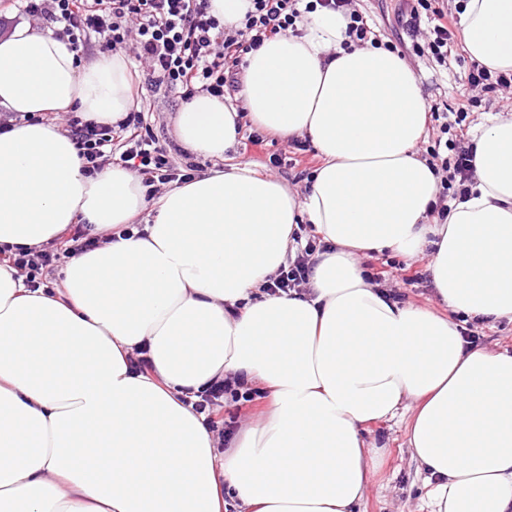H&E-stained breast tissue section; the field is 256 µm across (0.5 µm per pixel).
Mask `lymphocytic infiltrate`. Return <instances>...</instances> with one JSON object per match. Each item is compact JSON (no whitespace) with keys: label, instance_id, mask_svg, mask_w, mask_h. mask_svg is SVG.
Listing matches in <instances>:
<instances>
[{"label":"lymphocytic infiltrate","instance_id":"1","mask_svg":"<svg viewBox=\"0 0 512 512\" xmlns=\"http://www.w3.org/2000/svg\"><path fill=\"white\" fill-rule=\"evenodd\" d=\"M24 13L31 19L56 25V34L74 52H81L93 36L103 37L110 48L130 45L134 60L147 85L177 91L191 100L204 92L223 97L226 85L235 83L244 56L265 39L287 33L302 11L316 7L343 12L350 19L349 35L365 40L370 27L354 0H252L242 28L228 29L209 12L208 0H23ZM433 0H415L408 28L419 34L421 22H428L430 36L426 49L437 62L448 57V43L454 33L447 13L433 7ZM150 103H141L118 125H104L72 112L63 125L73 137L86 161L87 175L109 165H121L141 175L149 191L158 185L192 180V164L181 163L173 147L160 143L145 118ZM448 155L430 149L429 155L441 174L440 200L434 211L447 219V196L467 194L473 177L469 149L449 144ZM315 242H307L294 258L279 268L267 286L268 293L300 291L310 276ZM59 258L57 250H18L9 256L11 266L24 276L30 288L41 287L45 273Z\"/></svg>","mask_w":512,"mask_h":512}]
</instances>
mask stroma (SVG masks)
<instances>
[{
    "mask_svg": "<svg viewBox=\"0 0 512 512\" xmlns=\"http://www.w3.org/2000/svg\"><path fill=\"white\" fill-rule=\"evenodd\" d=\"M358 9L369 17L379 41L395 47L412 71L419 77L424 95L431 104L447 106L449 111L467 108L466 126L473 127L490 116H512V99L492 90L470 89L466 76L472 66L462 41H455L446 66H438L424 56H416L412 37L400 16L399 0H357ZM134 98L152 102L150 125L160 141L177 142L175 119L184 102L177 93L151 89L141 78H133ZM318 154L309 140L303 137L274 138L263 147L253 146L247 137H240L223 158L190 155L198 172L228 169L238 163L250 164L255 170L283 180L289 188L306 193L316 168ZM428 253L414 257H398L390 253L369 254L361 258V268L369 274L379 272L383 263L406 265L422 272L423 278L412 284L395 276L382 286L394 299L447 314L440 303L430 278L425 272ZM410 405H403L396 415L367 426L363 432L367 446L381 448L385 456L372 475L357 512H432L425 474L413 458L407 443V427L411 420Z\"/></svg>",
    "mask_w": 512,
    "mask_h": 512,
    "instance_id": "35a3bbf8",
    "label": "stroma"
}]
</instances>
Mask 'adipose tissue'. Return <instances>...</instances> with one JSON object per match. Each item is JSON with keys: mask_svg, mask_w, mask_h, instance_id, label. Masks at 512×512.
Wrapping results in <instances>:
<instances>
[{"mask_svg": "<svg viewBox=\"0 0 512 512\" xmlns=\"http://www.w3.org/2000/svg\"><path fill=\"white\" fill-rule=\"evenodd\" d=\"M348 23L302 15L299 35L247 54L236 97L199 94L177 114L182 146L206 157L235 144L241 117L309 139L322 162L305 194L238 164L154 201L133 170L85 175L75 140L39 118L121 121L124 57L77 65L24 20L0 36V109L31 116L0 133V250L82 223L110 237L51 291L0 263V512H355L381 459L362 431L408 401L433 512H512V354L471 346L461 324L512 321V117L476 127L470 191L439 221L420 80L396 52L354 45ZM460 35L470 60L512 71V0H467ZM305 222L325 244L307 293H267ZM429 244L445 316L358 264ZM142 350L144 372L130 365ZM225 378L268 403L221 452L191 401Z\"/></svg>", "mask_w": 512, "mask_h": 512, "instance_id": "adipose-tissue-1", "label": "adipose tissue"}]
</instances>
